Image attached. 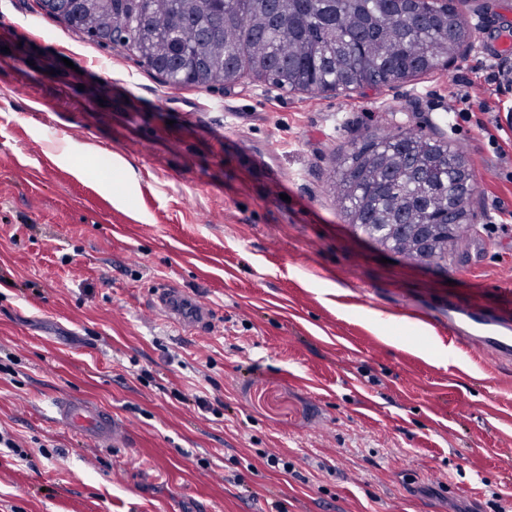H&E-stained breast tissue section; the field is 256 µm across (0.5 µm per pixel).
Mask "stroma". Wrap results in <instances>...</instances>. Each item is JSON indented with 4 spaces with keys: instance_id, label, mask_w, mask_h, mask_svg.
I'll return each mask as SVG.
<instances>
[{
    "instance_id": "35a3bbf8",
    "label": "stroma",
    "mask_w": 512,
    "mask_h": 512,
    "mask_svg": "<svg viewBox=\"0 0 512 512\" xmlns=\"http://www.w3.org/2000/svg\"><path fill=\"white\" fill-rule=\"evenodd\" d=\"M459 9L487 24L448 66L311 94L176 88L0 0V512H498L512 361L450 339L444 313L512 311V150L483 130L512 114V51L488 50L512 0ZM408 126L475 176L442 270L358 234L333 193L352 139ZM164 284L208 303L205 332L153 307ZM56 395L129 445L90 447ZM54 407L62 420L92 435L98 445H127L128 430L112 423L110 412L71 398L55 401Z\"/></svg>"
}]
</instances>
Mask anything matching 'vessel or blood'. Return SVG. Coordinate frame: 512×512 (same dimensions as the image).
<instances>
[{
  "mask_svg": "<svg viewBox=\"0 0 512 512\" xmlns=\"http://www.w3.org/2000/svg\"><path fill=\"white\" fill-rule=\"evenodd\" d=\"M155 308L163 311L175 327H200L211 320L209 306L184 302L180 289L166 285L159 288L154 300ZM448 332L462 336L464 343L482 347L495 358L512 355V312H486L467 305L448 307ZM55 412L73 428L92 435L100 445H126L127 429L112 421L110 412L87 403L63 398L55 401Z\"/></svg>",
  "mask_w": 512,
  "mask_h": 512,
  "instance_id": "vessel-or-blood-1",
  "label": "vessel or blood"
}]
</instances>
